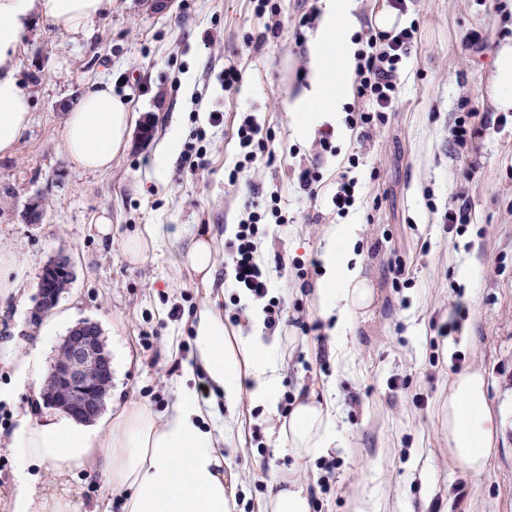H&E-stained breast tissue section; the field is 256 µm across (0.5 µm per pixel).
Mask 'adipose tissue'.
I'll return each instance as SVG.
<instances>
[{"instance_id":"obj_1","label":"adipose tissue","mask_w":512,"mask_h":512,"mask_svg":"<svg viewBox=\"0 0 512 512\" xmlns=\"http://www.w3.org/2000/svg\"><path fill=\"white\" fill-rule=\"evenodd\" d=\"M103 7L104 0H0V155L14 153L30 122L32 99L18 77L16 47L33 18L62 32L82 33ZM321 9L320 25L308 44L307 84L288 103L294 131L302 139L316 127L335 124L337 108L350 93L355 50L350 37L359 26L357 0H321ZM485 93L497 111L512 112V42L495 47ZM130 131L124 100L109 84L95 83L66 117L68 158L86 170L108 171L127 146ZM357 231L354 224L328 226L323 274L311 293L316 310L335 317L331 336L339 345L346 340L352 317L373 299L350 251ZM182 265L202 284H210L218 266L211 239L193 238L182 253ZM192 343L193 363L186 374L206 377L209 402H201L196 390L182 384L161 414L132 404L92 424L61 411L39 421L21 417L9 444L18 485L9 512H75L68 498L42 489L43 469L61 476L76 469L105 474L113 488L124 493L123 512H234L236 479L223 472L224 433L207 428L206 419L219 405L236 408L244 390L267 410L279 440L296 460L314 459L340 447L331 396L311 391L299 395L288 414L278 412L279 370L292 344L259 335H229L222 312L212 305L198 311ZM438 423L454 466L481 475L498 437L481 371L453 377Z\"/></svg>"}]
</instances>
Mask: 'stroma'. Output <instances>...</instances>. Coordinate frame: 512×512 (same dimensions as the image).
<instances>
[{
	"mask_svg": "<svg viewBox=\"0 0 512 512\" xmlns=\"http://www.w3.org/2000/svg\"><path fill=\"white\" fill-rule=\"evenodd\" d=\"M284 20L279 34L252 0H173L164 12L150 0H105L87 32L63 33L35 20L17 47L20 75L34 106L13 155L0 156V249L24 272L18 294L0 296V415L39 419L48 408L40 393L20 388L15 355L38 350L52 362L71 325L97 322L105 342L125 347L129 362L115 364L106 410L136 403L161 412L183 379L181 351L192 346V315L217 303L236 335L252 332L250 318H235L239 293L224 274L204 288L180 269V254L196 235L209 234L223 248L227 225L239 223L250 202L281 197L287 223L271 224L258 243L271 296L283 318L264 337L295 338V352L280 371V389L315 388L336 401L340 447L322 457L295 461L271 434L265 409L241 397L236 413L221 411L212 426L235 439L224 451V470L241 481L237 512H260L269 488L289 472L307 483L317 512H350L355 498L371 512H512V118L483 128L468 152L456 153L451 129L458 116L486 115L484 93L491 51L463 39L472 28L489 29L492 43L512 30V0H410L405 23H418L415 48L397 74L398 103L386 126L357 138L347 113L369 109L349 98L338 114L335 154L325 153L319 132L297 138L288 97L302 84L308 42L316 25L295 37L300 17L321 0H277ZM215 42L204 46L205 33ZM236 66V88L222 83ZM108 80L133 117L125 151L104 173L75 168L64 146L67 112L85 89ZM220 112V125L209 115ZM252 113L269 138L268 163L229 185L238 158L234 137L241 113ZM183 141L204 132L198 166L184 155L166 180L153 176V159L171 127ZM357 199L346 218L334 212L336 179L350 155ZM477 164L472 181L462 174ZM322 176L317 197L297 183L300 169ZM466 188L472 218L461 234L447 232L444 214ZM43 208L41 223L25 219L28 204ZM111 236H101L99 217ZM360 225L352 255L374 292L364 315L353 320L344 352L331 345L332 319H319L294 260L320 258L327 225ZM153 236L139 260L126 242ZM67 255L75 278L60 303L69 313L51 340L35 319L37 281L45 265ZM406 264L400 280L391 260ZM180 306L182 318L169 315ZM462 318L459 333L443 337L438 323ZM321 320L320 333H303L293 319ZM481 370L489 406L501 420L497 450L484 473L456 469L438 429V409L452 374ZM423 397L417 407L414 397ZM52 492H68L78 512H122V494L105 474L74 471L60 480L41 473ZM468 495L455 503L453 489Z\"/></svg>",
	"mask_w": 512,
	"mask_h": 512,
	"instance_id": "35a3bbf8",
	"label": "stroma"
}]
</instances>
